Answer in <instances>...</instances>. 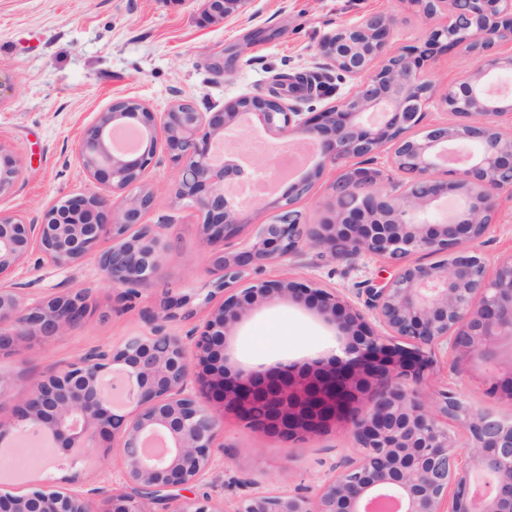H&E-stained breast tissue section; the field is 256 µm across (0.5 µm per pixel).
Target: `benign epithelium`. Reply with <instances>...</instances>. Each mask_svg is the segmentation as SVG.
<instances>
[{"label": "benign epithelium", "mask_w": 512, "mask_h": 512, "mask_svg": "<svg viewBox=\"0 0 512 512\" xmlns=\"http://www.w3.org/2000/svg\"><path fill=\"white\" fill-rule=\"evenodd\" d=\"M238 2L206 0V18L222 21ZM405 2L430 23L420 46L391 50L399 19L384 12L323 39L321 55L355 81L335 104L306 116L278 92L241 96L214 112L186 99L164 112L118 99L98 113L79 145L96 191L52 205L39 223L0 210V355L23 341H51L91 311L84 289L29 301L3 285L34 250L64 268L110 240L100 255L106 284L129 292L158 284L170 244L161 225L144 224L142 217L155 205L143 180L159 140L178 171L175 198L195 210L200 237L215 247L202 324L183 334L168 330V322L193 312L179 315L188 296L164 289L149 335L98 346L60 371L31 379L13 421L0 423V442L27 428L49 435L63 455L93 440L115 443L131 492L112 496L107 512H150L146 502L202 481L225 413L288 439L341 424L360 457L339 466L316 494L254 493L234 512H369L367 505L385 495L398 498L400 512H512V419L448 390L422 396L407 386L425 380V350L444 346L465 360L489 363L492 392L512 396V253L490 271L482 255L464 245L493 223L498 195L512 194V138L501 130V121L512 120V93L496 88L512 76V0ZM448 47L461 48L470 67L436 99L420 60ZM433 99L459 121L424 123L423 107ZM255 121L273 138L312 146L317 162L271 202L276 219L239 242L250 214L232 202L224 184L238 182L244 167L229 157L216 160L215 147ZM119 126L139 131L136 151L113 150L108 133ZM388 144L394 175L354 163L376 161ZM329 167L339 169L329 214L309 224L297 204ZM441 172L453 180H440ZM20 174L19 158L0 147V195ZM448 194L456 198V213L441 217L432 203ZM304 246L322 257L367 254L391 262L394 275L367 289L368 305L390 336L378 334L333 288L259 277L263 267ZM420 253L448 260L409 262ZM276 300L314 312L337 336L342 355L302 365H229L243 318ZM112 372L133 383L130 412L105 396ZM450 420L465 435L468 452H460L448 432ZM151 434L165 440L161 458L143 447ZM96 496L94 489L46 483L22 494L0 493V512H99ZM172 512L224 508L204 491L181 499Z\"/></svg>", "instance_id": "1"}]
</instances>
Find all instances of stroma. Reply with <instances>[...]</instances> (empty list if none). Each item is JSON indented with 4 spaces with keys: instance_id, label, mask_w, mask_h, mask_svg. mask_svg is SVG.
Masks as SVG:
<instances>
[{
    "instance_id": "stroma-1",
    "label": "stroma",
    "mask_w": 512,
    "mask_h": 512,
    "mask_svg": "<svg viewBox=\"0 0 512 512\" xmlns=\"http://www.w3.org/2000/svg\"><path fill=\"white\" fill-rule=\"evenodd\" d=\"M204 7L205 0H0V145L24 161L19 182L0 196V210L38 220L51 205L92 191L78 144L115 98L138 99L158 112L190 99L206 112L267 90L278 75L318 72L332 84L331 94L294 103L297 111L318 112L354 85L320 55L327 34L375 12L401 19L392 49L419 44L427 32L401 0H239L220 23L205 21ZM217 63L223 73L214 71ZM176 178V168L157 153L144 178L156 203L144 221L162 225L171 243L161 272L164 286L192 294L210 280L212 248L198 233L195 212L173 201ZM498 211L479 242L491 266L512 253V194L500 195ZM391 274L381 257L322 260L306 247L262 272L268 279L335 289L368 318L373 312L366 307V283ZM11 280L32 297L92 292V312L82 324L47 343H21L0 357V372L25 380L60 370L94 347L149 333L161 289L120 298L104 284L95 252L60 270L35 251ZM338 348L333 331L315 314L285 300L253 313L234 343L236 359L246 363L302 362ZM430 355L433 366L420 393L449 389L474 407L512 419V399L490 393L484 369L460 367L442 349ZM358 454L340 427L286 440L253 431L228 413L198 488L223 502L224 512H234L237 501L252 493L315 492L339 464ZM123 469L118 451L99 444L69 456L48 450L39 465L25 469L0 451V489L19 492L46 478L67 479L72 488L98 490L97 505L106 512L123 488Z\"/></svg>"
}]
</instances>
